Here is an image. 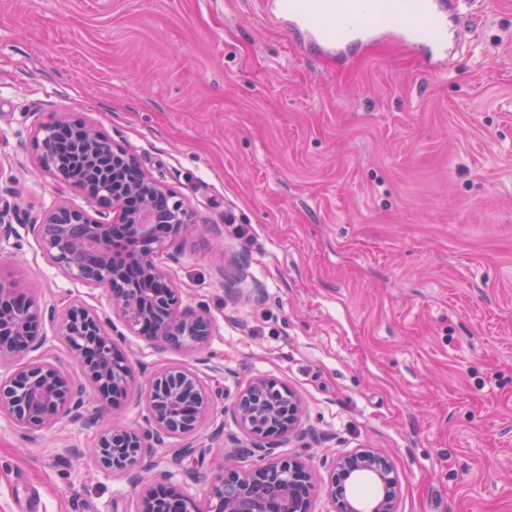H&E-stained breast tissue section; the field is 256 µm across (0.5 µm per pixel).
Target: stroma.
I'll use <instances>...</instances> for the list:
<instances>
[{"mask_svg":"<svg viewBox=\"0 0 512 512\" xmlns=\"http://www.w3.org/2000/svg\"><path fill=\"white\" fill-rule=\"evenodd\" d=\"M480 2L441 64L387 32L326 51L259 0H0V198L18 227L0 278L43 305L108 307L26 229L58 201L91 206L36 166L35 130L58 116L95 123L223 229L183 239L172 268L214 336L126 337L136 382L100 402L106 419L146 429L152 374L195 371L210 474L244 435L238 389L272 377L304 406L282 454L317 479L382 448L398 512H512V0ZM99 433L0 415V512H134L155 482L203 497L173 460L181 439L134 482L88 455Z\"/></svg>","mask_w":512,"mask_h":512,"instance_id":"35a3bbf8","label":"stroma"}]
</instances>
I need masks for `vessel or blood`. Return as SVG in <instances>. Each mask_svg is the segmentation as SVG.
<instances>
[{
	"label": "vessel or blood",
	"instance_id": "b4317fda",
	"mask_svg": "<svg viewBox=\"0 0 512 512\" xmlns=\"http://www.w3.org/2000/svg\"><path fill=\"white\" fill-rule=\"evenodd\" d=\"M277 14L316 42L340 48L360 43L386 26H393L403 46H418L421 33H431L428 54L447 52L460 44L461 27H449V18L473 13L472 0H273Z\"/></svg>",
	"mask_w": 512,
	"mask_h": 512
}]
</instances>
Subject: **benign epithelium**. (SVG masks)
Instances as JSON below:
<instances>
[{
  "mask_svg": "<svg viewBox=\"0 0 512 512\" xmlns=\"http://www.w3.org/2000/svg\"><path fill=\"white\" fill-rule=\"evenodd\" d=\"M35 143L40 168L59 180L82 169L79 186L97 208L60 201L29 224L43 254L67 276L104 291L113 317L82 302L62 312L19 296L0 280V414L39 431L57 424L102 418L90 410L81 378L65 371L52 342L64 340L80 360L85 377L104 395H124L133 382L125 335L157 349L197 348L213 335L203 311L183 305L171 275L178 262L174 244L197 230L188 203L140 164L122 145L80 121L58 119L39 126ZM53 324L48 334L46 323ZM147 420L151 432L104 429L94 448L101 466L138 478L148 441L161 447L194 435L212 412L208 388L194 371L169 366L152 375ZM234 414L248 439L224 442L227 465L208 480L206 508L191 495L165 485L146 487L135 512H310L313 472L301 462L280 459L278 448L297 433L302 415L298 396L283 382L257 377L243 385ZM260 464L242 469L240 459ZM402 476L381 449L360 448L333 460L325 492L333 512H397Z\"/></svg>",
  "mask_w": 512,
  "mask_h": 512,
  "instance_id": "benign-epithelium-1",
  "label": "benign epithelium"
}]
</instances>
